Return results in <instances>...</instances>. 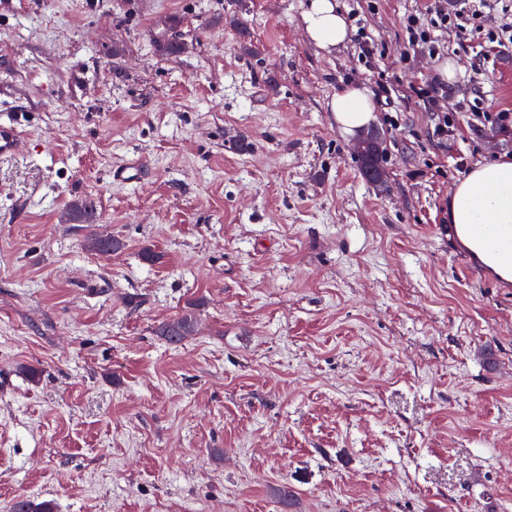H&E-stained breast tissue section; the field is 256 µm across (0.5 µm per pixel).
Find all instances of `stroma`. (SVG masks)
<instances>
[{
    "mask_svg": "<svg viewBox=\"0 0 512 512\" xmlns=\"http://www.w3.org/2000/svg\"><path fill=\"white\" fill-rule=\"evenodd\" d=\"M307 2L0 0L27 140L0 159V512H512V287L448 245L457 180L512 156L483 118L512 113V41L486 38L512 9L409 56L438 0H340L366 63L308 41ZM382 81L343 135L327 101ZM81 200L119 250H88ZM429 23L427 22V27L424 26V23L421 22L420 17L410 16L406 21V33L408 34V44L411 46L421 47L426 46L428 48L429 53L435 50V47L431 45L434 41L431 40L430 31L428 27ZM413 93L416 94L419 98H422L423 101H427L428 104L432 106V109L437 112L435 113L437 123L435 131L438 135H446L448 134V113L441 111L438 107V99L434 95L435 91L432 87L428 88H414ZM195 320L191 315L172 319L159 327V334L171 344H178L194 332Z\"/></svg>",
    "mask_w": 512,
    "mask_h": 512,
    "instance_id": "obj_1",
    "label": "stroma"
}]
</instances>
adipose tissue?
<instances>
[{"label": "adipose tissue", "mask_w": 512, "mask_h": 512, "mask_svg": "<svg viewBox=\"0 0 512 512\" xmlns=\"http://www.w3.org/2000/svg\"><path fill=\"white\" fill-rule=\"evenodd\" d=\"M308 40L324 52L343 46L352 28L338 0H308L299 19ZM341 132L353 136L375 120L373 94L362 85H348L327 104ZM448 221L463 231L480 226L500 230L497 262L512 272V158L474 166L448 198Z\"/></svg>", "instance_id": "1"}]
</instances>
